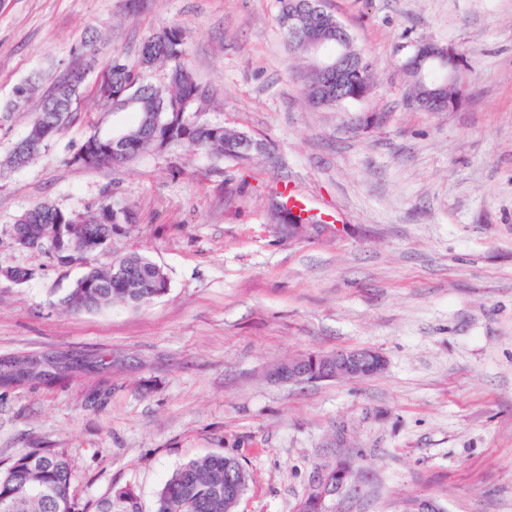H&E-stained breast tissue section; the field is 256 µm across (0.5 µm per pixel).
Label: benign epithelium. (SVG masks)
Here are the masks:
<instances>
[{"label":"benign epithelium","instance_id":"benign-epithelium-1","mask_svg":"<svg viewBox=\"0 0 512 512\" xmlns=\"http://www.w3.org/2000/svg\"><path fill=\"white\" fill-rule=\"evenodd\" d=\"M322 12L318 0H310L299 8V13L288 18L292 33L303 38L309 51L320 61L322 72L329 79H336V98H359L366 95L364 87L349 78L351 72H362L368 64L349 52V36L341 24H336V51L325 53L326 46L317 36L318 26L304 27V15L315 16ZM466 66V59L452 47L431 41L413 45L403 63L404 71L412 78V84L424 88L422 95L412 99L421 109L430 112H449L462 103V89L457 73ZM42 143L22 139L14 145L25 165L39 154ZM386 367L385 356L374 349L351 348L329 354L298 355L288 358L273 368L270 376L281 382L307 383L336 380H362L375 376ZM336 452L333 466H316L309 482V489L318 491L319 501L325 503L340 494L348 485L355 467L352 455L342 452L347 447L344 432H336Z\"/></svg>","mask_w":512,"mask_h":512}]
</instances>
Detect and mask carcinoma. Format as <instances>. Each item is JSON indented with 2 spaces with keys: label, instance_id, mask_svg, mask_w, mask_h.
I'll return each mask as SVG.
<instances>
[{
  "label": "carcinoma",
  "instance_id": "carcinoma-1",
  "mask_svg": "<svg viewBox=\"0 0 512 512\" xmlns=\"http://www.w3.org/2000/svg\"><path fill=\"white\" fill-rule=\"evenodd\" d=\"M185 36L178 28H165L152 35L142 46L140 69L135 71L115 57L97 72L93 90L103 104H112V112H132L136 121L119 133L106 135L123 144L119 162L167 147H194L219 156H238L242 133L204 119L210 103L209 91L199 85L185 65ZM155 67L167 71V80L154 85L144 73ZM320 62L315 61L300 71L302 87L320 81ZM85 82H72L68 72L43 89L41 79L19 83L7 111L22 108L30 99L40 97L26 136L53 139L66 124L76 118L74 104ZM193 113L197 122L185 123L183 116ZM126 221V208L103 202L92 215L64 212L54 204L40 202L16 219L18 224H60L65 233L86 238L101 236L107 227ZM124 265L123 276L112 267ZM168 278L151 259L138 253L113 256L102 266H92L77 279L61 298L66 304L71 297L82 299L81 310L92 311L122 302L142 306L166 293ZM240 474V491H245L248 473L235 456L211 454L178 467L159 489L154 512H224V473ZM70 463L66 454L54 448H28L21 451L0 471V512H88L69 494ZM94 512H142L139 496L131 486H115L99 499Z\"/></svg>",
  "mask_w": 512,
  "mask_h": 512
}]
</instances>
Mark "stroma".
<instances>
[{
    "label": "stroma",
    "mask_w": 512,
    "mask_h": 512,
    "mask_svg": "<svg viewBox=\"0 0 512 512\" xmlns=\"http://www.w3.org/2000/svg\"><path fill=\"white\" fill-rule=\"evenodd\" d=\"M378 81L339 108L307 104L277 0H0V106L33 74L51 82L89 55L139 66L154 33L182 30L213 94L208 122L257 149L218 158L189 147L87 167L72 156L114 118L92 90L27 166L0 171V469L27 448L71 461L85 508L132 486L143 512L183 463L238 457L236 512H295L344 430L358 454L335 512H512V0H325ZM468 58L453 112L408 99L416 42ZM292 188L329 220L292 237L272 210ZM133 223L112 251L168 278L134 307L72 313L84 271L12 239L38 202L89 213L103 200ZM32 271L18 283L6 270ZM367 347L387 360L360 381L276 383L298 354Z\"/></svg>",
    "instance_id": "35a3bbf8"
}]
</instances>
